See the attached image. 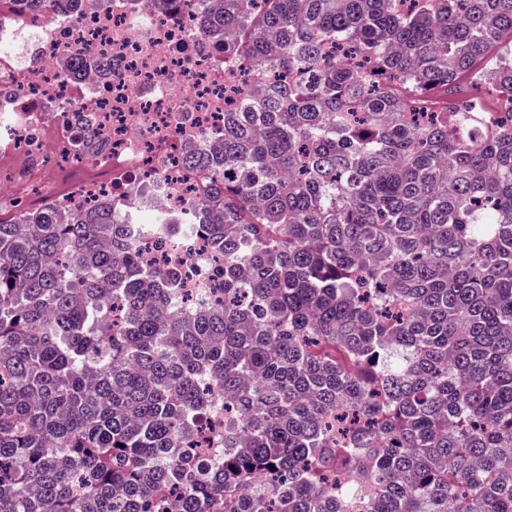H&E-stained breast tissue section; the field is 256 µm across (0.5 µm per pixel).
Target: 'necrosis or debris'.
<instances>
[{"mask_svg": "<svg viewBox=\"0 0 512 512\" xmlns=\"http://www.w3.org/2000/svg\"><path fill=\"white\" fill-rule=\"evenodd\" d=\"M86 49L111 71L81 66ZM257 68H225L223 52L201 46L178 9L149 0H57L46 19L0 15V211L48 205L67 216L132 191L138 210L187 212L202 175L182 157L208 147L225 102ZM63 112L78 121L47 141L48 117ZM89 126L106 144L93 157L82 146ZM139 253L185 271L183 297L216 300L204 238L151 235Z\"/></svg>", "mask_w": 512, "mask_h": 512, "instance_id": "obj_1", "label": "necrosis or debris"}]
</instances>
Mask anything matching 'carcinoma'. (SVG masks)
I'll use <instances>...</instances> for the list:
<instances>
[{
  "label": "carcinoma",
  "mask_w": 512,
  "mask_h": 512,
  "mask_svg": "<svg viewBox=\"0 0 512 512\" xmlns=\"http://www.w3.org/2000/svg\"><path fill=\"white\" fill-rule=\"evenodd\" d=\"M201 2L224 63L292 78L186 157L185 218H0V512H512V0ZM163 224L221 300L175 311ZM213 384L224 446L178 457ZM138 250L149 263L156 266L177 265L185 271L186 279L181 287L184 298L193 303L217 299L212 288L214 266L207 255L204 238L191 236L171 243L156 234L141 238Z\"/></svg>",
  "instance_id": "obj_1"
}]
</instances>
